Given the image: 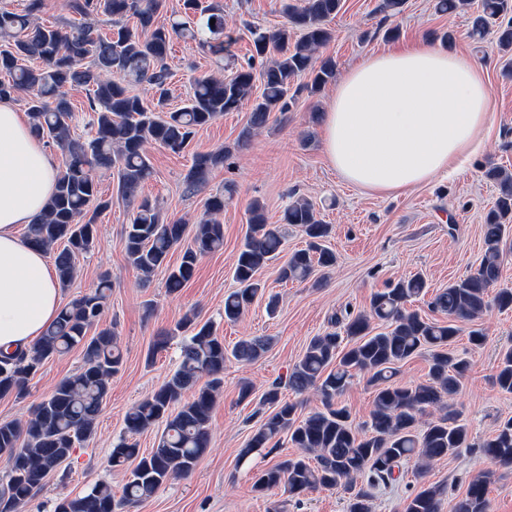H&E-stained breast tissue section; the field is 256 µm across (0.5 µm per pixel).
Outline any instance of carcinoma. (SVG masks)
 <instances>
[{
    "mask_svg": "<svg viewBox=\"0 0 512 512\" xmlns=\"http://www.w3.org/2000/svg\"><path fill=\"white\" fill-rule=\"evenodd\" d=\"M162 0H67L73 17L61 23L39 21L41 0H29L17 13L0 7V98L29 94L28 114L36 134L56 145L63 164L55 192L44 214L28 226L27 238L54 254L60 287L74 280L76 259L90 253L97 239L98 216L112 199L99 191L96 171L116 169L118 194L132 207L124 244L133 266L146 279L158 269L167 270V288L173 293L194 276L201 255L224 245V194L207 198L205 211L193 227L191 244L180 263L169 265L170 252L180 246L186 225L167 221L157 203L140 195L152 175L147 146L155 144L173 152L184 151L196 133L226 112L251 104L247 125L237 145H246L274 112L290 110L297 81L310 77L306 89L316 94L336 74V61L318 57L332 41L329 22L343 8V0H285L288 23L269 31L250 29L252 53L231 74L196 77L192 95L184 106L167 109L169 69L166 58L176 38H189L205 52L224 56L236 40L226 27L221 0H182L185 16L156 21ZM512 13V0H481L472 17L470 36L479 41L500 18ZM107 18L109 32H101L95 19ZM146 83L153 90L148 104L133 91ZM262 86L254 95L256 85ZM88 90L86 126L90 135H75L71 102L62 88ZM227 147L193 155L185 181L192 190L203 187L210 173L229 158ZM486 177L498 187L494 205L484 217V254L479 266L465 278L440 289L428 302L432 312L448 316L440 323L408 304L428 288L419 273L391 283L371 295L369 307L348 311L342 323L353 344H343L337 332L313 337L288 374V387L297 394L312 392L322 409L297 415V404L284 400L275 383L265 392L259 426L239 453L271 455L281 436L288 437L299 454L286 457L258 473V492L282 484L293 493L310 489H341L348 512H370L373 491L403 478L404 464L415 461L419 479L416 492L404 501L402 512H440L448 485L427 481L431 465L461 448H477L498 467H512V418L500 422L492 437L470 441L468 424L456 408L462 380L470 369L468 359L454 351L461 323L472 325L470 343L480 347L486 336L477 323L494 309L512 310V289L500 288L501 264L512 231V172L495 166ZM248 228L238 253L233 277L237 288L224 298V320L234 322L261 296L265 284L258 272L283 251L281 226H297L308 238L306 248L292 252L280 268L285 281L305 282L317 270L336 264V255L323 241L329 226L318 218L313 203L293 199L284 209L281 225L267 222L264 206L250 203ZM112 289L109 277L59 311L53 325L30 349L0 356V397L25 395L29 382L48 359L74 348L81 349L82 364L34 405L24 422H0V512H20L44 487L47 477L68 460L76 448L95 432L97 417L109 394L112 376L119 372L122 354L115 331H88L98 324ZM384 325L375 330L373 322ZM177 330L188 332L174 373L125 415V435L113 446L108 466L127 473L123 496L115 498L106 482L89 492L58 500L54 512H120L130 504L152 497L172 479L187 476L210 447L209 421L216 398L224 386L228 357L250 363L268 349L270 338L253 336L224 346L214 324H199L196 314L185 315ZM426 352L427 378L417 384L393 381L397 366ZM363 373L375 387L373 409L363 426L353 424L349 411L335 403L353 377ZM209 380L197 386L202 376ZM495 385L512 393V349L500 354ZM192 391L184 401L183 395ZM179 408H174L176 403ZM156 425L163 426L158 443L140 453L132 437ZM495 470L474 478L465 494L456 498L452 512H488V487Z\"/></svg>",
    "mask_w": 512,
    "mask_h": 512,
    "instance_id": "cac0c4a2",
    "label": "carcinoma"
}]
</instances>
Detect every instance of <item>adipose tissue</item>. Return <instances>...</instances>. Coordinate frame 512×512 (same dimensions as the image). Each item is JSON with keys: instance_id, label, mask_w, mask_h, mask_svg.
Here are the masks:
<instances>
[{"instance_id": "obj_1", "label": "adipose tissue", "mask_w": 512, "mask_h": 512, "mask_svg": "<svg viewBox=\"0 0 512 512\" xmlns=\"http://www.w3.org/2000/svg\"><path fill=\"white\" fill-rule=\"evenodd\" d=\"M490 92L472 57L419 42L348 69L322 114V148L346 184L397 195L458 172L481 148ZM58 157L0 99V353L29 349L55 319L60 286L19 232L52 196Z\"/></svg>"}]
</instances>
